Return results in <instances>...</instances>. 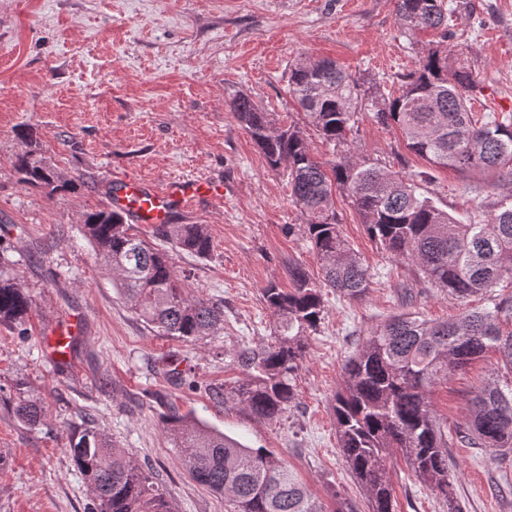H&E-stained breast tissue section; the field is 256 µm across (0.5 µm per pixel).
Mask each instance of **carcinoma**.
Segmentation results:
<instances>
[{"mask_svg": "<svg viewBox=\"0 0 512 512\" xmlns=\"http://www.w3.org/2000/svg\"><path fill=\"white\" fill-rule=\"evenodd\" d=\"M400 30L412 35L433 29L436 46L402 76L399 95L382 102L371 87L329 59L304 58L290 66L288 91L319 137L333 147L325 164L312 152L304 132L283 126L251 99L237 96L230 111L260 148L267 163L288 165L293 202L304 215L299 231L321 267L313 279L290 270L294 288L263 289L276 319L272 343L244 346L232 361L249 379L224 389V401L266 421L281 419L296 397L295 377L306 352L307 333L325 316L324 289L352 299L370 285L368 268L350 252L339 230L336 193L345 194L368 237L393 258L416 267L422 279L458 300L487 297V306L467 309L435 322L412 313L391 317L365 338L344 365V385L333 406L341 456L369 498L370 512H393L387 462L400 456L427 488L462 512L449 480L448 448L454 444L512 453V294L496 292L512 277V116L471 111L480 93L469 68L448 73V8L445 0H396ZM372 113L383 126L400 130L406 147L429 168L406 173L380 165L362 147H349L356 114ZM16 166L22 181L53 192L75 187L43 161L25 154ZM492 173L491 197L479 208L488 219L464 224L420 184L433 172ZM81 229L97 261L112 271V285L128 307L162 336L197 342L224 327V303L190 289L169 252L141 238L137 227L111 209L89 211ZM162 235L198 257L212 240L205 224H163ZM31 301L0 259V323H23ZM489 351L501 364L474 395L465 425L448 440L431 404L432 389L451 371L462 370ZM15 412L25 423L41 422L42 409L19 397ZM166 429L196 482L224 494L229 512H324L293 477L286 463L266 448H248L198 420L172 414ZM69 452L88 481L91 512H173L151 475L91 427L68 434Z\"/></svg>", "mask_w": 512, "mask_h": 512, "instance_id": "cac0c4a2", "label": "carcinoma"}]
</instances>
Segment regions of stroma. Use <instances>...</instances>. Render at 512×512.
I'll return each instance as SVG.
<instances>
[{
  "instance_id": "1",
  "label": "stroma",
  "mask_w": 512,
  "mask_h": 512,
  "mask_svg": "<svg viewBox=\"0 0 512 512\" xmlns=\"http://www.w3.org/2000/svg\"><path fill=\"white\" fill-rule=\"evenodd\" d=\"M447 2L457 45L449 69L468 66L479 83L474 111L512 113V0ZM436 38L431 30L401 36L395 0H0V251L32 301L25 325L0 323V512H89L88 484L68 450L69 425L88 419L150 472L175 512H227L223 495L186 470L165 428L173 410L275 452L325 506L339 497L369 512L337 447L333 404L346 360L395 314L444 320L485 301L462 302L419 280L412 265L371 242L348 199L337 197L341 232L372 276L367 294L326 293L296 399L279 421L217 398L244 377L233 352L273 337L263 288H291L295 265L320 273L298 230L303 215L286 168H270L228 104L249 96L282 124L303 128L326 162L333 150L289 94V65L330 58L385 96ZM354 140L392 169L426 167L370 113L359 114ZM28 152L78 177L77 188L52 195L23 184L15 160ZM122 173L161 189L187 178L222 188L223 199H200L172 217L207 225L209 257L175 250L155 227L139 229L171 251L192 289L223 302L216 335L194 343L158 335L97 264L81 217L109 207L112 177ZM422 191L467 223L480 220L487 188L483 175L448 169ZM62 332L69 346L52 354L48 343ZM499 359L492 351L449 373L431 394L437 417L452 428L463 423ZM22 395L40 402L43 425L18 418ZM448 454L463 512H512V456L457 446ZM388 471L394 512H448L401 457Z\"/></svg>"
}]
</instances>
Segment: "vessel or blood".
<instances>
[{
    "label": "vessel or blood",
    "mask_w": 512,
    "mask_h": 512,
    "mask_svg": "<svg viewBox=\"0 0 512 512\" xmlns=\"http://www.w3.org/2000/svg\"><path fill=\"white\" fill-rule=\"evenodd\" d=\"M219 193V186L195 179L172 183L161 192L149 181L118 176L112 181L111 203L113 210L123 213L134 223L156 226L168 223L185 201L214 197Z\"/></svg>",
    "instance_id": "vessel-or-blood-1"
}]
</instances>
